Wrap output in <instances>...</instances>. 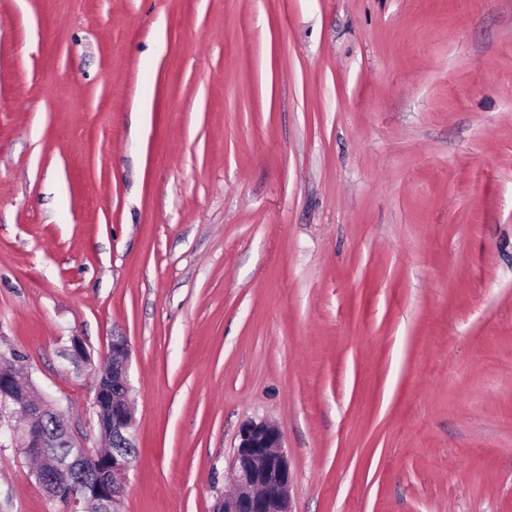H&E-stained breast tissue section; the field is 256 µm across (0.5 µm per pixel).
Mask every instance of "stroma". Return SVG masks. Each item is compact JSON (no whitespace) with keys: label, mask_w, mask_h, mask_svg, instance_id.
I'll return each instance as SVG.
<instances>
[{"label":"stroma","mask_w":512,"mask_h":512,"mask_svg":"<svg viewBox=\"0 0 512 512\" xmlns=\"http://www.w3.org/2000/svg\"><path fill=\"white\" fill-rule=\"evenodd\" d=\"M115 336L122 512L249 421L293 512H512V0H0V353L91 448Z\"/></svg>","instance_id":"obj_1"}]
</instances>
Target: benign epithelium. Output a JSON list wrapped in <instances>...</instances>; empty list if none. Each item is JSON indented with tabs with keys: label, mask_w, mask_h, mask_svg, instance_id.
Returning a JSON list of instances; mask_svg holds the SVG:
<instances>
[{
	"label": "benign epithelium",
	"mask_w": 512,
	"mask_h": 512,
	"mask_svg": "<svg viewBox=\"0 0 512 512\" xmlns=\"http://www.w3.org/2000/svg\"><path fill=\"white\" fill-rule=\"evenodd\" d=\"M129 355L127 338H112L108 349V356L112 357V377L102 378L95 389L99 428L111 442L134 439ZM114 383L123 392L120 398L112 394ZM59 409L58 400L50 393L31 383L20 385L12 369L0 370V445L9 442L16 448H24L27 428L47 414L59 413ZM67 435L79 460L112 457V467L97 472L98 483L107 488L108 498L77 499L67 507L68 512H120L131 459L111 448L103 452L85 447L70 427ZM227 477L234 492L224 495L216 512H293L290 499L293 474L284 451L283 436L273 425L250 421L242 426Z\"/></svg>",
	"instance_id": "benign-epithelium-1"
}]
</instances>
